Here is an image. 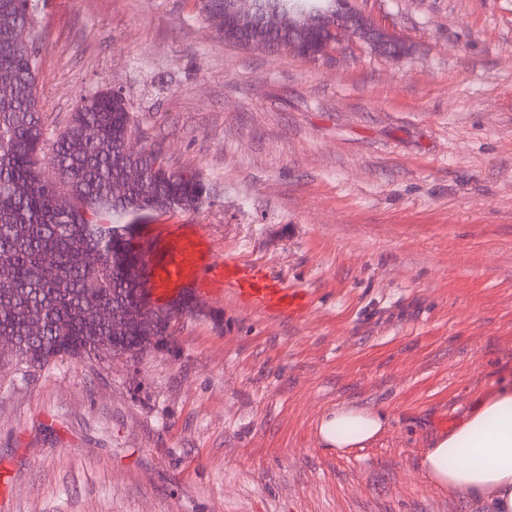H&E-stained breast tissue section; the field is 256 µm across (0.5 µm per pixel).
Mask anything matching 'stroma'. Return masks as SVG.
I'll return each instance as SVG.
<instances>
[{
	"mask_svg": "<svg viewBox=\"0 0 512 512\" xmlns=\"http://www.w3.org/2000/svg\"><path fill=\"white\" fill-rule=\"evenodd\" d=\"M49 129L114 90L212 186L218 247L310 291L229 299L169 351L0 355V512H493L423 460L512 380V0H351L401 38L311 60L219 39L196 0H35ZM390 421L327 448L337 408Z\"/></svg>",
	"mask_w": 512,
	"mask_h": 512,
	"instance_id": "1",
	"label": "stroma"
}]
</instances>
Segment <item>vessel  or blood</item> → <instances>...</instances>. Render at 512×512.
I'll return each instance as SVG.
<instances>
[{
	"mask_svg": "<svg viewBox=\"0 0 512 512\" xmlns=\"http://www.w3.org/2000/svg\"><path fill=\"white\" fill-rule=\"evenodd\" d=\"M140 244L156 296L173 288L192 289L197 296L230 294L251 309L273 318L305 317L313 308L310 294L285 279L235 256L219 252L195 224H162Z\"/></svg>",
	"mask_w": 512,
	"mask_h": 512,
	"instance_id": "vessel-or-blood-1",
	"label": "vessel or blood"
}]
</instances>
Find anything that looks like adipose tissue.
<instances>
[{"label":"adipose tissue","instance_id":"1","mask_svg":"<svg viewBox=\"0 0 512 512\" xmlns=\"http://www.w3.org/2000/svg\"><path fill=\"white\" fill-rule=\"evenodd\" d=\"M386 423L379 410L339 408L320 419L317 434L327 446L351 448L368 443ZM424 467L435 484L488 500L495 512H512V382L437 439Z\"/></svg>","mask_w":512,"mask_h":512}]
</instances>
